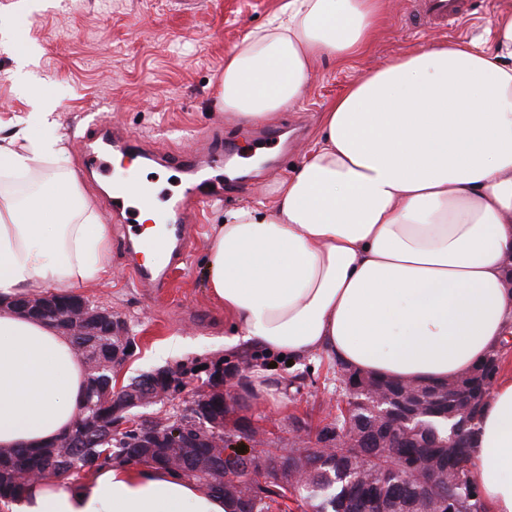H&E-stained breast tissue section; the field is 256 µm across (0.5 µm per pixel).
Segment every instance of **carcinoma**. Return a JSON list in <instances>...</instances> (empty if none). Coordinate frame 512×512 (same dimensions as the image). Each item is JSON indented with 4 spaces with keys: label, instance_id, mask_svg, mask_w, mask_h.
<instances>
[{
    "label": "carcinoma",
    "instance_id": "cac0c4a2",
    "mask_svg": "<svg viewBox=\"0 0 512 512\" xmlns=\"http://www.w3.org/2000/svg\"><path fill=\"white\" fill-rule=\"evenodd\" d=\"M104 324L92 321L85 335L97 340L87 355L88 386L84 417L112 424V366L121 363L134 345L129 336L102 335ZM501 353L492 351L469 374L435 384L411 385L368 376L365 391L341 389L350 419L360 430L359 445L324 448V461L308 483L297 473L308 461L304 447L264 448L252 457L248 472L238 460H224V481L213 486L197 463L213 455V439L224 435L228 404L221 399L224 371L217 367L209 377L211 392L195 401L180 416L183 433L174 438L169 426L154 424L113 437L91 447L81 440L80 429L63 442L44 448L0 447V501L15 500L28 488L22 476L35 472L46 478L74 477L120 460L152 464L197 483L209 493L221 494L236 506L234 512H353L355 500L366 512H488V504L471 478L476 421L500 371ZM184 371L172 370L160 388L150 394L168 396L180 389ZM378 391L419 415L411 424L396 425L379 418L369 407L370 392ZM471 404L465 415L453 420L460 399ZM423 470L439 479L428 492L419 480Z\"/></svg>",
    "mask_w": 512,
    "mask_h": 512
}]
</instances>
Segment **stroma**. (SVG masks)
<instances>
[{"label": "stroma", "mask_w": 512, "mask_h": 512, "mask_svg": "<svg viewBox=\"0 0 512 512\" xmlns=\"http://www.w3.org/2000/svg\"><path fill=\"white\" fill-rule=\"evenodd\" d=\"M29 2L0 0V117L33 111L35 92L52 96L57 103L56 132L68 148L67 164L78 173L100 215H107L111 201L102 182L118 186L134 175L150 180L156 209L165 216L182 189L202 175L129 158L113 149L111 138L98 133L93 115L145 136L160 154L202 155L210 149L219 154L225 142L234 145L224 178L236 189L224 199L200 201L196 247L186 266L172 273L165 294L151 296L132 277L128 254L117 240L112 243L111 276L76 291L123 321L135 341L132 353L112 370L114 386L159 368H184L181 389L151 407L174 419L204 390L215 367H223L229 376L258 366L272 379L284 381L282 404L235 405L226 426L241 418L260 427L274 423L272 438L284 448L291 440L290 415L305 416L315 426L326 422L336 392V375L326 358L289 364L265 354L225 351L229 325L203 279L209 227L219 223L226 208L257 203L264 189L300 163L320 132V112L349 84L411 49L479 39L491 28L501 0H491L489 10L453 26L423 31L406 24L413 0H386L382 26L366 52L342 62H316L302 101L273 122L287 149L269 151L267 161L257 167L250 164L262 152L254 126L215 110L212 100L225 53L248 30L263 24L281 0H48L37 10L29 9ZM22 58L33 75L27 87L14 75ZM87 147L108 154V174L86 166ZM174 336L184 340V353L175 359L160 357L164 343Z\"/></svg>", "instance_id": "1"}]
</instances>
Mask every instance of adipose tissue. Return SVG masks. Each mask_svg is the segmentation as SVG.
I'll use <instances>...</instances> for the list:
<instances>
[{"mask_svg": "<svg viewBox=\"0 0 512 512\" xmlns=\"http://www.w3.org/2000/svg\"><path fill=\"white\" fill-rule=\"evenodd\" d=\"M381 0H282L224 56L216 104L250 124L299 102L317 60L369 48ZM491 47L434 43L352 82L319 115L307 156L270 202L228 208L205 259L232 326L224 348L339 358L401 383H440L512 335V0ZM0 118V447L56 442L85 406L69 335L13 308L48 288H88L112 240L67 167L39 95ZM36 178L21 199L16 179ZM472 478L491 512H512V369L477 423ZM232 503L154 465L111 462L32 485L12 512H232Z\"/></svg>", "mask_w": 512, "mask_h": 512, "instance_id": "obj_1", "label": "adipose tissue"}]
</instances>
